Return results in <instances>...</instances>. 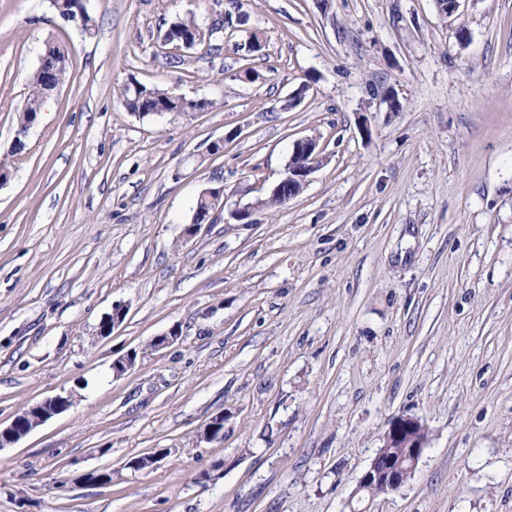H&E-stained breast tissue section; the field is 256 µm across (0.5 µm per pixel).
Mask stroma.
Listing matches in <instances>:
<instances>
[{
    "label": "stroma",
    "mask_w": 512,
    "mask_h": 512,
    "mask_svg": "<svg viewBox=\"0 0 512 512\" xmlns=\"http://www.w3.org/2000/svg\"><path fill=\"white\" fill-rule=\"evenodd\" d=\"M85 5L91 34L50 0H0V423L73 400L0 450V512H512V0ZM190 15L224 17V45L169 68ZM51 45L72 78L16 155ZM133 81L211 106L139 117ZM305 136L306 187L262 207ZM218 185L251 223L193 225ZM219 413L223 439L201 441ZM400 417L428 446L398 491L362 494ZM44 85V73L42 69L38 67L31 80L32 89L23 107L18 110V131L27 129L30 124L37 120L38 114L42 112L43 101L46 94ZM71 406L72 399L70 395L56 394L25 408L23 413H18L19 415L16 414L8 425L2 427L0 423V450L12 447L35 428L41 426L51 418L65 413ZM32 411L39 417L33 423L32 427L23 428L21 431H18V428L23 425V418Z\"/></svg>",
    "instance_id": "1"
}]
</instances>
